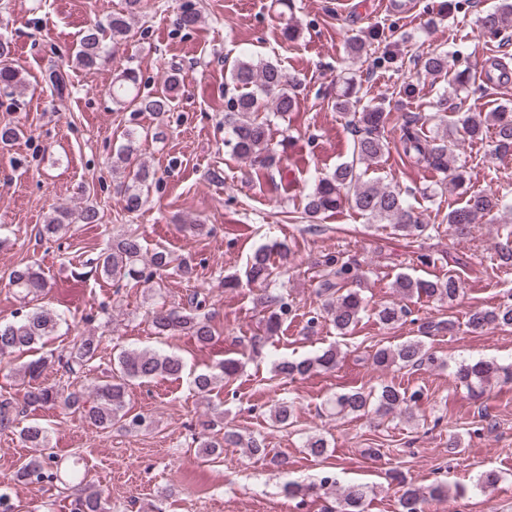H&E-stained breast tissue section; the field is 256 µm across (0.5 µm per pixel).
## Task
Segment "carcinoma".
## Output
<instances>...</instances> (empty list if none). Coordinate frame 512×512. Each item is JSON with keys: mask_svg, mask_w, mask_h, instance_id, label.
<instances>
[{"mask_svg": "<svg viewBox=\"0 0 512 512\" xmlns=\"http://www.w3.org/2000/svg\"><path fill=\"white\" fill-rule=\"evenodd\" d=\"M142 0H126L127 11L114 13L107 24L96 23L87 28L80 37L79 50L75 56L83 67H93L109 56L104 43L105 31L112 34V44L127 38L129 33L128 14L140 8ZM512 21V0H500L498 6L479 17L478 22L483 33L496 36L504 26ZM423 70L432 76L447 77L449 90L443 91L436 102V117L443 126L442 135L427 139L419 125L420 117L401 116L400 144L402 154L417 167L432 168L444 174L442 185L455 190L462 186L464 172L462 167H454L448 162V134L455 132L469 141L481 140L487 130H493L494 151L498 154L512 152V108L502 105L487 112H458L448 108V92L458 93L466 88L470 80V68L453 70L448 67V56L433 51L422 61ZM229 80L237 94L225 102L224 137L225 144L238 157L261 168L268 169L277 164V154L271 147L268 124L258 118V112L270 108L284 116L296 108L297 82L286 75L282 68L269 60L243 56L236 59L229 71ZM184 78L180 70L170 69L164 79V88L153 94H141L139 75L133 68H126L113 80L112 101L118 105L134 108V112H150L158 118L172 111L178 99V90ZM18 83L17 73L10 64L0 66V96L13 94ZM334 108L338 112H351L354 117V140L352 159L336 167L325 176L314 181L306 195L304 215L310 223H317L322 215L337 210L348 203L359 211L372 224H392L405 236H419L428 225L414 216V210L403 192L396 188L384 187L377 182L365 181L358 171L360 165L370 166L379 161L387 148L383 135L386 124L392 119V112L384 103L373 100L363 101L358 96L355 83L344 79V87L336 94ZM142 133L135 126L125 130V144L116 153L113 168L128 169L133 166L134 144ZM155 181V173L145 165H138L132 171V177L117 185V191L123 197V210L129 215H139L148 202L144 189ZM502 206L501 199L491 193H473L461 207L451 208L446 220L449 226L463 230L475 223L477 218L492 214ZM101 210L98 203H89L80 211L59 209L50 216L39 230L42 238H55L66 227L75 224H98ZM277 251L282 257L288 256V246L281 241L264 245L250 256L244 271V277L236 275L224 277V287L236 288L241 279L249 284H268L280 275L270 262V254ZM325 278L319 288L324 297L322 308L336 328L337 334L347 335L358 324L361 314L367 311L369 302L357 290L348 287L354 279L356 268L338 256H329L324 260ZM172 269L181 278L189 281L194 277L195 265L191 260L179 262L172 258L169 251L157 247L149 256L143 255V245L139 235L128 231L112 238L107 246L95 258V271L102 277L118 284L154 283V276L160 271ZM9 285L15 288L20 299L35 296L47 288V282L32 264L19 266L9 274ZM393 288L399 300L381 303L373 308L378 322L385 328H392L410 314L408 301L425 295L442 303L454 301L460 293V279L450 274L442 278H413L407 274L396 277ZM259 304L270 308L265 320L264 336L253 338V347L259 348L266 336L276 335L282 324L293 311V304L284 294H262L257 298ZM187 306L167 309L160 307L150 312L151 326L155 334L162 337L175 332L191 335L197 343L211 344L216 331L211 323L206 297L198 291L187 296ZM61 321V315L41 308L20 311L11 322L0 323V362L31 352L36 346L54 334ZM472 331H482L490 327H512V294L491 308L472 311L467 320ZM454 327L451 321L425 320L418 325L421 336L427 337ZM101 346V337L82 336L77 339L66 354L56 357L42 356L21 366L27 384L22 401L14 398L0 400V429L21 427L22 440L37 453L26 460L10 478V482L0 481V512H17L18 502L11 491V483L18 481L28 484H60L73 496V512H108L104 490L92 484L87 474L81 472L78 464L68 468L61 467L60 459L51 450V429L39 422L25 426L20 423L25 418L26 408L38 405L48 408H60L70 414L79 413L96 428L108 431L119 426L130 431H140L148 426L144 415L128 416L126 398L132 386L162 378H180L187 375L194 390L207 394L220 382L233 380L237 365L233 359H224L208 371H186L183 359L173 353L153 349H121L113 357L111 369L103 379L90 387L70 383L65 386H43L38 383L42 372L54 365L74 376L96 359ZM429 357L420 339H410L395 346L381 347L372 355L373 364L381 369L393 366L420 367ZM339 362L337 346L330 345L311 357L300 360L283 359L274 363L273 370L278 376L294 379L313 372H331ZM455 376L470 391L480 393L492 382L512 383V364L503 366L490 360H476L460 364ZM418 393L392 383L384 385L378 391L362 389L336 393L329 401L332 414L336 416L357 415L374 408L375 413L386 415L397 409L410 411V404L417 402ZM294 405L280 402L274 405L272 419L281 428L292 424ZM202 454L218 458L228 446L246 449L251 457L265 461L278 472L288 471V457L268 448L254 438H245L239 432L226 428L224 432L213 435L203 434L198 439ZM307 454L322 458L327 454L328 443L322 436H313L306 441ZM392 478L399 485L398 512H425V505L431 500H442L450 496L448 485L437 482L426 488L406 482L397 471ZM336 487L329 475L319 482L310 484L289 482L285 486L291 498H305L319 495ZM368 490L362 485H353L343 489L335 497V505L328 512H365Z\"/></svg>", "mask_w": 512, "mask_h": 512, "instance_id": "carcinoma-1", "label": "carcinoma"}]
</instances>
